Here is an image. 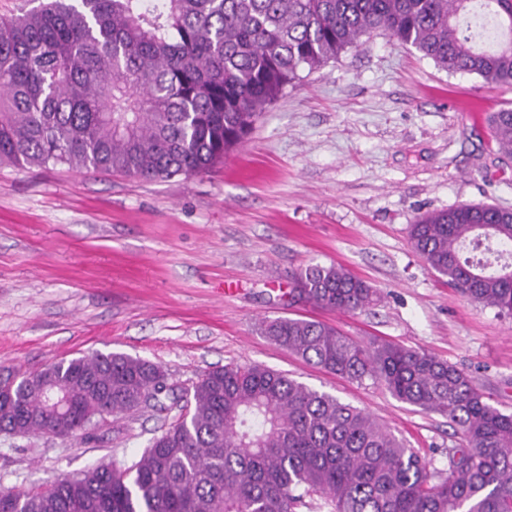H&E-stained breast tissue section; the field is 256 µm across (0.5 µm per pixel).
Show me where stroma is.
Masks as SVG:
<instances>
[{"instance_id": "obj_1", "label": "stroma", "mask_w": 512, "mask_h": 512, "mask_svg": "<svg viewBox=\"0 0 512 512\" xmlns=\"http://www.w3.org/2000/svg\"><path fill=\"white\" fill-rule=\"evenodd\" d=\"M512 89L450 73L375 33L304 73L210 172L146 182L65 166H0V377L92 352L161 365L174 391L224 365H262L365 409L428 463L461 442L446 417L290 354L267 318L326 322L457 365L512 413V316L448 288L408 227L460 204L512 208L493 113ZM340 264L377 291L356 312L284 300L292 273ZM144 408L83 439L0 433V487L128 464L178 416Z\"/></svg>"}]
</instances>
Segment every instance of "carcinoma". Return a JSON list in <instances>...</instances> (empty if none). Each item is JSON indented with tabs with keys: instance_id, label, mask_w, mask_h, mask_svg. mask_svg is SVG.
I'll list each match as a JSON object with an SVG mask.
<instances>
[{
	"instance_id": "carcinoma-1",
	"label": "carcinoma",
	"mask_w": 512,
	"mask_h": 512,
	"mask_svg": "<svg viewBox=\"0 0 512 512\" xmlns=\"http://www.w3.org/2000/svg\"><path fill=\"white\" fill-rule=\"evenodd\" d=\"M0 16V164L66 165L145 180L197 176L240 144L303 69L383 31L450 73L512 87V0H25ZM512 157V110L491 118ZM414 250L469 299L512 314V209L463 204L419 216ZM288 300L344 312L375 290L345 268L293 273ZM261 331L327 372L369 379L448 417L462 443L432 474L369 412L259 365L204 373L173 398L186 415L129 465H93L40 488L0 490V512H512V414L436 356L362 343L318 321ZM57 414L19 383L0 432L85 435L97 415L156 405L166 371L93 352L37 373ZM317 497V502L309 501Z\"/></svg>"
}]
</instances>
